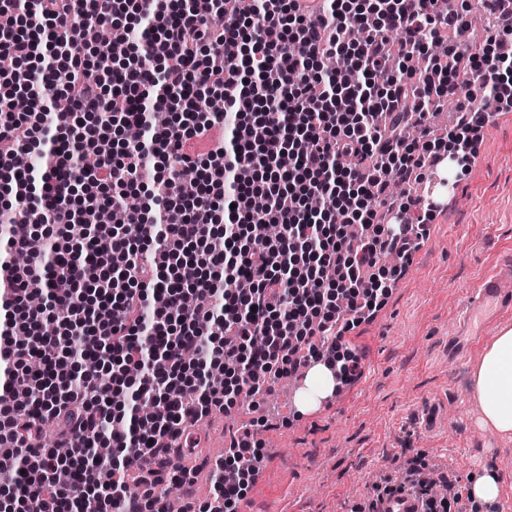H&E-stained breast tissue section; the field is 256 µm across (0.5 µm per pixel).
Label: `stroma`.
Masks as SVG:
<instances>
[{
    "instance_id": "obj_1",
    "label": "stroma",
    "mask_w": 512,
    "mask_h": 512,
    "mask_svg": "<svg viewBox=\"0 0 512 512\" xmlns=\"http://www.w3.org/2000/svg\"><path fill=\"white\" fill-rule=\"evenodd\" d=\"M466 6L469 28L449 31L451 45L485 50L490 34L480 0ZM455 188L436 212L413 262L382 307L347 333L359 377L337 400L294 413L282 381L252 404L213 412L196 423L192 496L207 500L205 464L223 453L239 422L260 430L263 477L246 495L253 512H352L380 476H396L406 458L454 475L462 491L485 467L512 498V437L480 426L472 373L482 352L448 353L466 299L499 264L512 261V112L497 113L477 133L475 156L450 171Z\"/></svg>"
}]
</instances>
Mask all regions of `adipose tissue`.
Returning <instances> with one entry per match:
<instances>
[{
    "mask_svg": "<svg viewBox=\"0 0 512 512\" xmlns=\"http://www.w3.org/2000/svg\"><path fill=\"white\" fill-rule=\"evenodd\" d=\"M480 406L479 424L512 436V327L503 326L485 348L473 375Z\"/></svg>",
    "mask_w": 512,
    "mask_h": 512,
    "instance_id": "ef3b65f1",
    "label": "adipose tissue"
}]
</instances>
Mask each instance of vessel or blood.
I'll return each instance as SVG.
<instances>
[{
    "instance_id": "b4317fda",
    "label": "vessel or blood",
    "mask_w": 512,
    "mask_h": 512,
    "mask_svg": "<svg viewBox=\"0 0 512 512\" xmlns=\"http://www.w3.org/2000/svg\"><path fill=\"white\" fill-rule=\"evenodd\" d=\"M512 309V263L499 267L471 293L462 321L450 342L453 353L474 347L478 336L493 324L502 312ZM379 512H420L414 497L398 493L386 497Z\"/></svg>"
}]
</instances>
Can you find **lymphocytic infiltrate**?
Masks as SVG:
<instances>
[{"mask_svg": "<svg viewBox=\"0 0 512 512\" xmlns=\"http://www.w3.org/2000/svg\"><path fill=\"white\" fill-rule=\"evenodd\" d=\"M135 22L146 53L85 80L89 31L120 40ZM451 28L467 30L466 15L440 0H0V55L15 65L0 74V168L15 198L0 221L9 257L28 258L0 262V512H167L166 486L192 476L170 458L212 410L318 363L338 382L357 376L344 316L383 304L382 255L410 258L436 211L373 201L390 178H425L418 139L467 162L475 124L512 112V25L483 54L430 53ZM205 94L223 113L198 109ZM450 99L459 121L440 134L430 107ZM225 113L223 144L197 152ZM114 123L140 126L143 143L112 140ZM152 156L174 173L155 177L146 221L128 198ZM179 170L197 173L195 196ZM242 274L248 292L227 288ZM48 424L68 456L45 446ZM262 460L258 441L230 446L212 498L182 512H237ZM439 479V495L415 476L403 489L422 512H451L455 482Z\"/></svg>", "mask_w": 512, "mask_h": 512, "instance_id": "obj_1", "label": "lymphocytic infiltrate"}]
</instances>
